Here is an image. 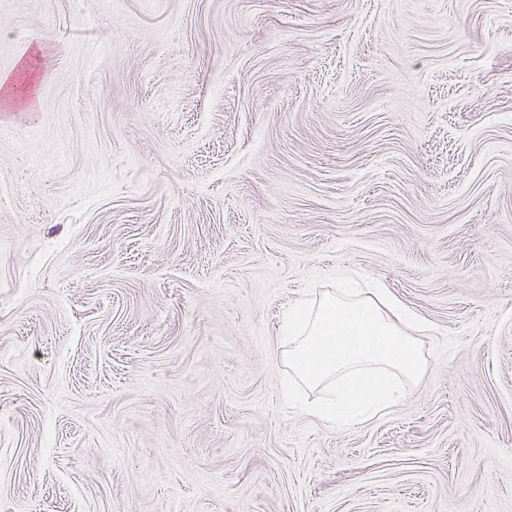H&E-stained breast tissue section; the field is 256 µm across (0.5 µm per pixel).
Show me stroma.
Listing matches in <instances>:
<instances>
[{"instance_id": "1", "label": "stroma", "mask_w": 512, "mask_h": 512, "mask_svg": "<svg viewBox=\"0 0 512 512\" xmlns=\"http://www.w3.org/2000/svg\"><path fill=\"white\" fill-rule=\"evenodd\" d=\"M0 512H512V0H0ZM428 370L286 413L310 275Z\"/></svg>"}]
</instances>
